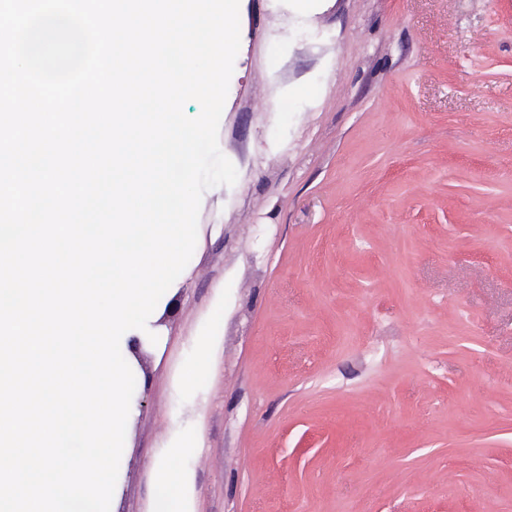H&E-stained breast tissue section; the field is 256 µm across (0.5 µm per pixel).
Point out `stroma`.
<instances>
[{"instance_id": "stroma-1", "label": "stroma", "mask_w": 512, "mask_h": 512, "mask_svg": "<svg viewBox=\"0 0 512 512\" xmlns=\"http://www.w3.org/2000/svg\"><path fill=\"white\" fill-rule=\"evenodd\" d=\"M239 17L238 179L124 355L110 512H153L185 436L183 512H512V0Z\"/></svg>"}]
</instances>
